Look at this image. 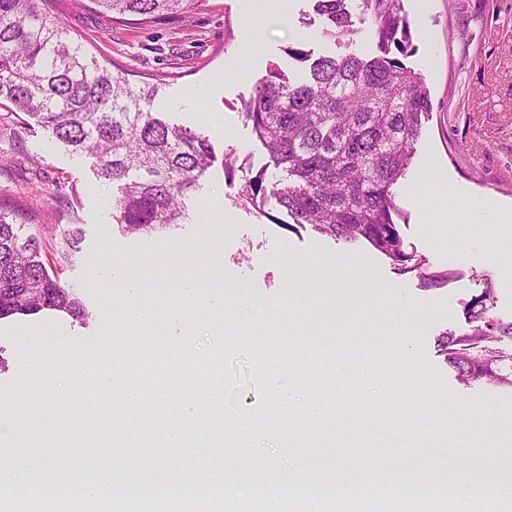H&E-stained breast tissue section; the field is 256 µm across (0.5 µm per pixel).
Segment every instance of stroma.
Masks as SVG:
<instances>
[{"label": "stroma", "instance_id": "stroma-1", "mask_svg": "<svg viewBox=\"0 0 512 512\" xmlns=\"http://www.w3.org/2000/svg\"><path fill=\"white\" fill-rule=\"evenodd\" d=\"M412 35L407 67L421 74L432 108L424 119L417 154L396 188L400 232L408 250L433 269L454 274L448 286L423 287L414 274H399L389 261L361 244L347 245L311 228L285 230L286 211L268 215L236 204L225 180L224 157L238 156L252 170L268 156L242 117L256 82L276 70L292 79L303 67L293 49L312 56L377 52L371 20L360 0H349L357 33L335 41L322 33L313 0H286L284 23L266 27L248 42L249 0H205L202 6L148 26L118 24L83 0H55L56 17L70 37L100 63L127 67L131 82L158 84L155 107L164 121L209 138L215 161L199 189L186 199L187 219L170 231L124 235L112 202L119 190L100 180L92 159L69 153L50 131L6 101L0 102V204L37 210L29 223L51 275L76 293L89 317L79 323L44 311L0 320V438L16 439L19 399L31 392L46 410L33 414L25 446L57 438V419L126 415L149 456L143 464H187L182 449L167 445L170 423L185 399L193 417L219 413L222 427L245 432L243 447L202 445L196 468H231L248 455L282 468L294 457L307 464L310 481L348 475L350 487L331 486V499L366 495L372 512L412 504L402 480L442 483L433 512H459L463 481L472 472L486 478L471 512H512L498 491L512 477V392L484 382L462 384L439 344L446 332H468L465 306L493 284V315L512 321V222L452 224L459 196L489 200L512 211V0H403ZM252 57L248 75L227 72L231 61ZM82 230L80 251L62 263L58 249L71 225ZM232 233H225V225ZM151 244L160 255L176 254L183 265L131 266L125 276L143 284L169 281L172 298L181 280L197 274L200 287L185 300V318L195 363L173 386L124 410V388L112 378L114 336L125 341L126 361L167 364L172 329L137 333L132 314L119 308L118 256ZM209 256L215 268L196 270ZM124 276V277H125ZM182 298V297H181ZM402 326L389 335L392 323ZM27 333H16L17 325ZM271 353L296 354L288 381L294 405L282 411L270 374L255 359V340ZM45 363L65 387L27 390L23 365ZM297 431L301 448L287 447L280 415ZM455 454H447L448 444ZM386 470L387 489L362 493L374 466Z\"/></svg>", "mask_w": 512, "mask_h": 512}]
</instances>
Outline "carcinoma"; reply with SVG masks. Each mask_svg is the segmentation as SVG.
Listing matches in <instances>:
<instances>
[{"instance_id": "carcinoma-1", "label": "carcinoma", "mask_w": 512, "mask_h": 512, "mask_svg": "<svg viewBox=\"0 0 512 512\" xmlns=\"http://www.w3.org/2000/svg\"><path fill=\"white\" fill-rule=\"evenodd\" d=\"M124 21L146 25L192 10L201 0H90ZM373 24L379 54L353 53L315 60L302 51L305 78L274 72L261 78L243 104L245 121L286 181L252 173L224 156L235 199L264 210L273 200L296 226H310L339 242H364L402 273L428 288L442 287L451 273L404 247L394 188L416 154L421 117L430 94L397 51L411 50L403 0H361ZM53 0H0V100L36 119L78 156L95 159L99 178L116 183V220L127 234H149L182 223L183 198L214 162L208 139L166 123L153 111L158 87L135 86L128 74L102 65L68 37L53 16ZM325 35L353 33L347 0H315ZM16 213L0 211V319L56 310L83 321L88 312L76 293L53 278L41 260L37 237L23 235ZM82 231L68 230L61 254L80 251ZM493 289L471 298L470 332L446 333L442 347L465 382L484 380L512 390V322L491 314Z\"/></svg>"}]
</instances>
